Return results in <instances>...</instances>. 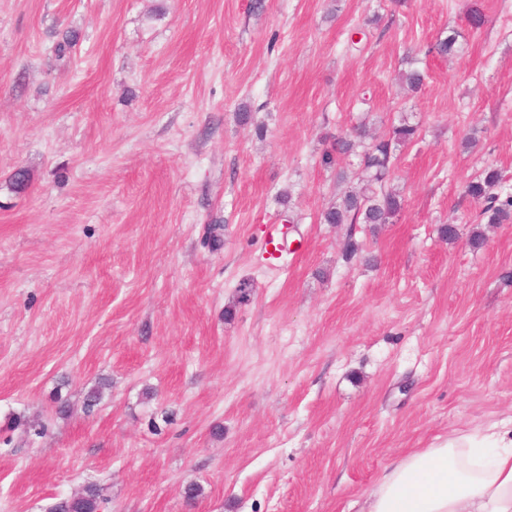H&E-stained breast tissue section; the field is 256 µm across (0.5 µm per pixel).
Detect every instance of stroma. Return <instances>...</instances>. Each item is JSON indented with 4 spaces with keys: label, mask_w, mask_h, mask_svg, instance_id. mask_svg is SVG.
<instances>
[{
    "label": "stroma",
    "mask_w": 512,
    "mask_h": 512,
    "mask_svg": "<svg viewBox=\"0 0 512 512\" xmlns=\"http://www.w3.org/2000/svg\"><path fill=\"white\" fill-rule=\"evenodd\" d=\"M253 3L0 0V512L90 484L106 512H356L396 458L512 421V223L463 195L489 167L512 193V0ZM402 120L394 222L321 223L359 171L331 136Z\"/></svg>",
    "instance_id": "1"
}]
</instances>
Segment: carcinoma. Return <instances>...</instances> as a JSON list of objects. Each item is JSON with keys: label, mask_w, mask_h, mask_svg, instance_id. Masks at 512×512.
<instances>
[{"label": "carcinoma", "mask_w": 512, "mask_h": 512, "mask_svg": "<svg viewBox=\"0 0 512 512\" xmlns=\"http://www.w3.org/2000/svg\"><path fill=\"white\" fill-rule=\"evenodd\" d=\"M364 136L365 130L360 127L356 136L340 135L324 151L322 162L327 166L333 165L340 156H360V173L365 186L346 191L322 213V220L325 224H368L374 233L378 227L392 223L403 209L404 198L400 191L386 187L385 183L393 173L397 148L415 142L418 129L403 120L386 138L367 145ZM501 180L497 169L487 168L478 179L465 185V195L483 203L479 219L486 224L512 222V196L503 198L495 193ZM104 503L100 488L92 484L61 499L51 512H101Z\"/></svg>", "instance_id": "cac0c4a2"}]
</instances>
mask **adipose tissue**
<instances>
[{"label": "adipose tissue", "instance_id": "ef3b65f1", "mask_svg": "<svg viewBox=\"0 0 512 512\" xmlns=\"http://www.w3.org/2000/svg\"><path fill=\"white\" fill-rule=\"evenodd\" d=\"M359 512H512V429L495 424L407 453Z\"/></svg>", "mask_w": 512, "mask_h": 512}]
</instances>
